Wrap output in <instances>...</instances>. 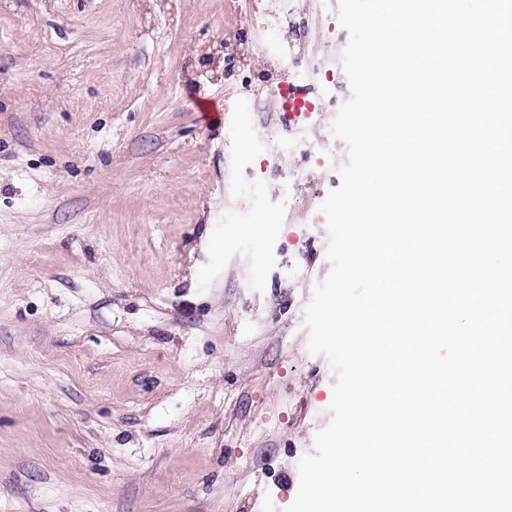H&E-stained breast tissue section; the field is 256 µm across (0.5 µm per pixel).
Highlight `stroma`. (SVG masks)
<instances>
[{"label":"stroma","mask_w":512,"mask_h":512,"mask_svg":"<svg viewBox=\"0 0 512 512\" xmlns=\"http://www.w3.org/2000/svg\"><path fill=\"white\" fill-rule=\"evenodd\" d=\"M270 3L0 0V512L293 502L336 379L304 322L332 186L266 165L289 132L240 81L286 67ZM291 3L334 65L315 139L352 96L349 34Z\"/></svg>","instance_id":"1"}]
</instances>
